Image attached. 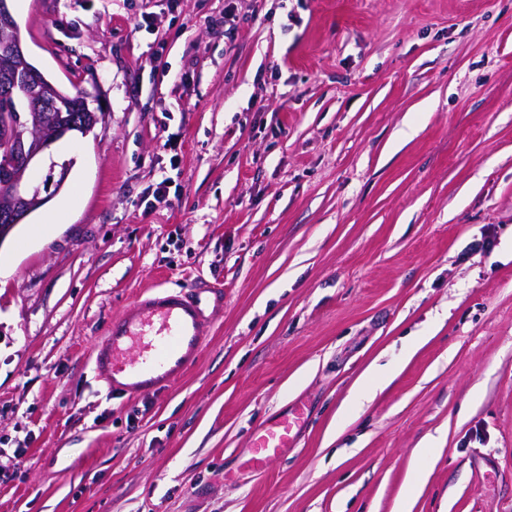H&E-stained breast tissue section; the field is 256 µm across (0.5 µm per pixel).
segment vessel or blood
Here are the masks:
<instances>
[{"mask_svg": "<svg viewBox=\"0 0 512 512\" xmlns=\"http://www.w3.org/2000/svg\"><path fill=\"white\" fill-rule=\"evenodd\" d=\"M199 288H152L109 322L92 351L105 386L130 395L169 386L194 366L205 345L211 315ZM136 357H128L130 348ZM295 419L282 417L258 430L252 461L265 467L293 440Z\"/></svg>", "mask_w": 512, "mask_h": 512, "instance_id": "obj_1", "label": "vessel or blood"}]
</instances>
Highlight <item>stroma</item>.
I'll list each match as a JSON object with an SVG mask.
<instances>
[{"mask_svg": "<svg viewBox=\"0 0 512 512\" xmlns=\"http://www.w3.org/2000/svg\"><path fill=\"white\" fill-rule=\"evenodd\" d=\"M8 7L105 117L0 242V512H393L419 463L411 512H512V0ZM151 284L224 301L174 384L108 391ZM299 417H282L264 425L256 432L252 442L253 463L260 468L281 456L293 441L292 431Z\"/></svg>", "mask_w": 512, "mask_h": 512, "instance_id": "35a3bbf8", "label": "stroma"}]
</instances>
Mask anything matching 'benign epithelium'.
<instances>
[{"mask_svg": "<svg viewBox=\"0 0 512 512\" xmlns=\"http://www.w3.org/2000/svg\"><path fill=\"white\" fill-rule=\"evenodd\" d=\"M8 0H0V50L5 61L0 64V101L10 104L14 91H38L46 99L45 109L24 115L0 114V144L20 155L16 165L10 153L0 155V243L28 215L49 199L48 187L31 184L28 173L58 140L73 131L87 133L103 122L104 113L92 112L78 123L67 115L71 103L54 93L51 84L28 63V52L11 15Z\"/></svg>", "mask_w": 512, "mask_h": 512, "instance_id": "obj_1", "label": "benign epithelium"}]
</instances>
